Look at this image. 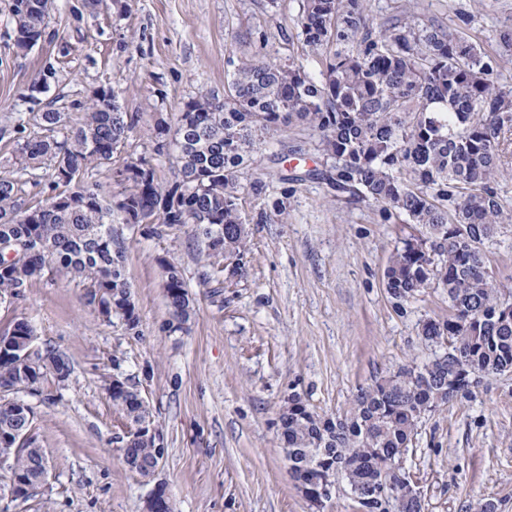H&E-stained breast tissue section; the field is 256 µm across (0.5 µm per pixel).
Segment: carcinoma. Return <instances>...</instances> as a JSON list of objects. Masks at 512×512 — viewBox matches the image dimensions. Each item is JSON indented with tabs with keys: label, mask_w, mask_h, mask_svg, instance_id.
Masks as SVG:
<instances>
[{
	"label": "carcinoma",
	"mask_w": 512,
	"mask_h": 512,
	"mask_svg": "<svg viewBox=\"0 0 512 512\" xmlns=\"http://www.w3.org/2000/svg\"><path fill=\"white\" fill-rule=\"evenodd\" d=\"M43 0H12L15 47L27 53L41 39L49 13ZM369 0H302L297 26L302 45L321 65L319 76L305 60L289 53L270 59L267 34L258 32L255 50L229 60L224 100L211 93L190 98L171 127L155 124L153 151L174 144L182 165L170 187L158 182L144 156L117 168L124 190L106 199L94 172L114 162L136 129L138 115L121 110L115 90L100 89L80 106L72 124L68 113L49 108L33 117L34 130L18 117L16 160L20 168L0 174V243L23 256L0 269V301L18 300L31 282L50 269L79 281L86 301L106 321L139 325L125 297L126 247L112 234V213L125 224L153 219L150 231L191 224L204 239L207 279L229 272L244 275L248 251L242 195L266 191L261 179L246 180L252 152L261 139L292 121L315 127L320 147L332 160L327 174L340 194L379 207L383 223L416 224L394 249L385 270L387 291L397 308L424 288H446L451 312L429 320L422 335L443 345L428 362L404 365L361 386L346 412L336 416L335 434L322 432V416L293 394L279 416L290 448H326L332 460L303 457L310 483L319 468L350 457L356 485L379 492L357 501L366 512H424L412 476L403 466L417 424L457 399L473 395L471 378L512 373V315L501 313L500 291L486 267L485 245L512 224L499 178L512 159V91L495 87L493 60L479 44L440 26L417 28L405 17L382 21L369 14ZM51 169L50 194L26 201L28 175ZM288 188L260 213L269 221L286 210ZM169 325L183 328L194 311L178 267L164 266ZM33 329L25 319L0 328L27 359L0 356V382L13 390H38L68 378L67 361L53 350L31 351ZM112 406L132 423L141 404L132 392L110 394ZM29 411L13 436L17 448L6 480L32 471L40 453ZM133 454L155 467V443L136 441Z\"/></svg>",
	"instance_id": "carcinoma-1"
}]
</instances>
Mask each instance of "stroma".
I'll list each match as a JSON object with an SVG mask.
<instances>
[{
  "label": "stroma",
  "instance_id": "35a3bbf8",
  "mask_svg": "<svg viewBox=\"0 0 512 512\" xmlns=\"http://www.w3.org/2000/svg\"><path fill=\"white\" fill-rule=\"evenodd\" d=\"M10 0H0V171L15 166L16 119L48 103L72 111L95 89L114 88L139 122L134 155L150 158L160 182L178 174L175 152L155 155L156 119L175 124L199 91L223 95L229 58L250 53L265 30L270 56L298 43L301 0H132L127 13L89 0H54L49 26L28 53L13 46ZM372 15L412 16L477 41L495 59L492 80L512 89V52L499 32L512 26V0H370ZM54 71L48 92L29 86ZM319 133L291 124L253 152L247 175L268 184L247 195L250 221L244 278L204 281V243L193 225L156 235L143 224L112 227L126 242V271L137 329L105 322L85 290L44 273L23 299L0 303V326L25 319L33 349H54L71 367L63 383L18 392L36 415L35 436L50 462L48 485L0 512H142L162 482L174 512H356L346 483L323 505L304 499L289 473L277 429L280 407L300 395L322 415L345 410L359 387L434 353L421 328L446 320L448 294L433 286L396 309L384 271L411 224L381 223L378 209L336 193ZM291 181L281 187L278 171ZM287 211L259 222L280 193ZM488 272L512 301V226L486 245ZM182 273L196 311L183 329L168 326L163 262ZM125 380L144 398L161 452L154 479L124 463L128 427L106 390ZM405 467L426 512H470L490 499L512 512V374L487 377L471 398L419 422Z\"/></svg>",
  "mask_w": 512,
  "mask_h": 512
}]
</instances>
